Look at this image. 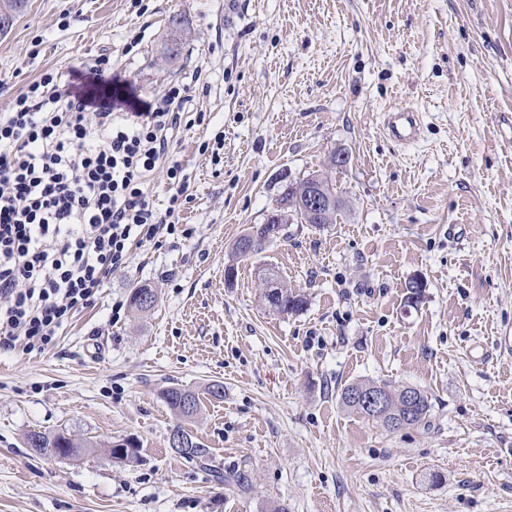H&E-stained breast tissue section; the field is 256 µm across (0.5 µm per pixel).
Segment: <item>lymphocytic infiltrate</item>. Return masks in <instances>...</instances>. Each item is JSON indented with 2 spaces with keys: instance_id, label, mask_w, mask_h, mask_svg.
Instances as JSON below:
<instances>
[{
  "instance_id": "f902f5d3",
  "label": "lymphocytic infiltrate",
  "mask_w": 512,
  "mask_h": 512,
  "mask_svg": "<svg viewBox=\"0 0 512 512\" xmlns=\"http://www.w3.org/2000/svg\"><path fill=\"white\" fill-rule=\"evenodd\" d=\"M102 65H86L77 91L59 90L57 74L45 72L0 113L1 351L45 350L132 245L180 230L181 165L167 168L173 193L163 212L146 176L168 156L169 131L205 115L183 111L186 83L168 87L152 111H114Z\"/></svg>"
}]
</instances>
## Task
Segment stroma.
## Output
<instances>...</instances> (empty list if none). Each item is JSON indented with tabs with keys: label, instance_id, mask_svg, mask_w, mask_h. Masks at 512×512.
Segmentation results:
<instances>
[{
	"label": "stroma",
	"instance_id": "obj_1",
	"mask_svg": "<svg viewBox=\"0 0 512 512\" xmlns=\"http://www.w3.org/2000/svg\"><path fill=\"white\" fill-rule=\"evenodd\" d=\"M224 2L28 0L0 34V113L46 70L77 88L102 56L115 111L192 80L184 109L206 115L170 143L192 235L135 249L44 352H0V512H512V350L498 347L512 336V0H235L230 24ZM174 17L186 39L167 64ZM399 107L421 118L408 145L382 128ZM219 131L215 164L198 146ZM335 152L336 223L289 225L235 259L285 184ZM267 267L305 293L302 311L264 309ZM144 284L159 299L138 312ZM360 379L423 389L430 427L390 433L342 408ZM168 386L199 395L181 422L208 465L169 448ZM33 430L82 449L38 455ZM125 440L137 461L110 456ZM217 470L244 471L248 493Z\"/></svg>",
	"mask_w": 512,
	"mask_h": 512
}]
</instances>
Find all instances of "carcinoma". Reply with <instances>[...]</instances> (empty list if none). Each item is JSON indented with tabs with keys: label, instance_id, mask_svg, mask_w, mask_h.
<instances>
[{
	"label": "carcinoma",
	"instance_id": "carcinoma-1",
	"mask_svg": "<svg viewBox=\"0 0 512 512\" xmlns=\"http://www.w3.org/2000/svg\"><path fill=\"white\" fill-rule=\"evenodd\" d=\"M184 31L181 21L177 18L171 20L169 33L165 42L164 53H173V57L179 56V51L171 50L173 45L183 44ZM307 185V179H302L295 184L287 185L281 193L278 203L284 205L283 212H298L300 206L299 196ZM252 243L251 253L247 254L241 250V241H236L233 251L239 258H247L249 255L261 253L269 241L265 240L263 231L259 230L249 238ZM269 278L260 282V299L265 309L278 315L297 313L305 308L307 299L301 292L288 287V283L274 269H268ZM373 388L383 390L386 397V404L382 411L375 412L365 403L355 399L353 393L366 392ZM407 387L404 385H393L389 382L378 383L370 380H359L345 385L340 394L341 404L361 416L376 422L384 430L394 433L404 428L426 427L430 423L433 404L431 398L425 391L418 390L417 400L409 402L406 397ZM162 399L170 412L179 419L194 416L199 407L200 400L195 392L185 388L171 386L161 393ZM27 439L34 441L32 448L42 456L51 457L57 453L59 448H68V454L73 456L79 452L81 445L70 438L65 439V444H60L62 435L53 436L40 431H33L27 435ZM180 455L189 460L199 463H206L210 458V450L201 443L190 440V446Z\"/></svg>",
	"mask_w": 512,
	"mask_h": 512
}]
</instances>
